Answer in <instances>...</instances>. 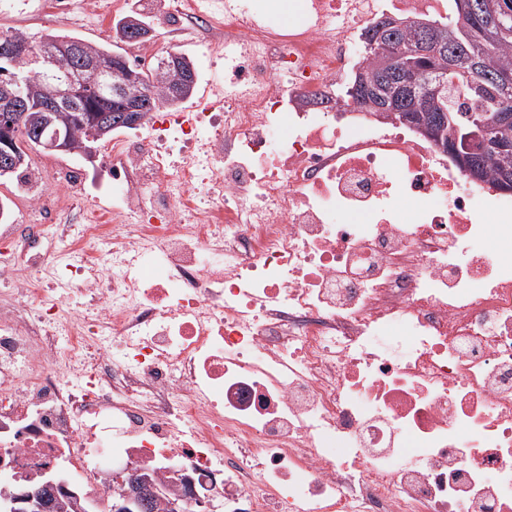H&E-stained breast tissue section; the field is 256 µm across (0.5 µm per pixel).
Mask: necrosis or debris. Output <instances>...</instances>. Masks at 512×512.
Here are the masks:
<instances>
[{"instance_id":"necrosis-or-debris-1","label":"necrosis or debris","mask_w":512,"mask_h":512,"mask_svg":"<svg viewBox=\"0 0 512 512\" xmlns=\"http://www.w3.org/2000/svg\"><path fill=\"white\" fill-rule=\"evenodd\" d=\"M255 2L169 0L224 85L113 136L111 217L58 167L28 233L0 211V496L65 466L100 498L122 458L224 512H512V198L312 103L449 0Z\"/></svg>"}]
</instances>
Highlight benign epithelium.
<instances>
[{
	"label": "benign epithelium",
	"mask_w": 512,
	"mask_h": 512,
	"mask_svg": "<svg viewBox=\"0 0 512 512\" xmlns=\"http://www.w3.org/2000/svg\"><path fill=\"white\" fill-rule=\"evenodd\" d=\"M154 35L153 24L138 22L136 26L127 30L117 46L122 47L130 43L150 38ZM31 46L29 40L20 34L0 40V175L11 172L17 164L15 144L21 132L25 131L24 119L27 115V103L16 93V86L21 84L23 76L18 72L9 70L16 61L29 54ZM375 64L383 73H397L403 79L404 94H413L423 91L430 96L440 98V92L447 88V73L424 67L412 60H405L401 55L388 49L378 51ZM105 86L112 90V95L119 98L124 105V111L132 115L130 124L137 126L143 122L140 112L142 100L148 95L134 81L128 73H122L117 68L109 66L100 59L84 61V67L78 76L70 73L62 75L50 73V81L44 93V98L37 109L50 115L56 111L61 102L71 98L80 88ZM402 120L429 141L436 139L435 126L448 121V114H439L435 120L428 124L421 120L419 115L407 113ZM44 130L37 131L34 140L47 150L64 151L67 149V138L61 136L59 130L48 138H43ZM462 145L466 152L479 154L491 149L503 150L512 145V142L501 136L490 137L488 130L481 128L463 135ZM113 478L122 484H129L133 489L141 488L143 478L141 470L131 466L123 467L113 472ZM28 504L36 512H53L51 498L39 491L20 492L14 495L11 504Z\"/></svg>",
	"instance_id": "benign-epithelium-1"
}]
</instances>
